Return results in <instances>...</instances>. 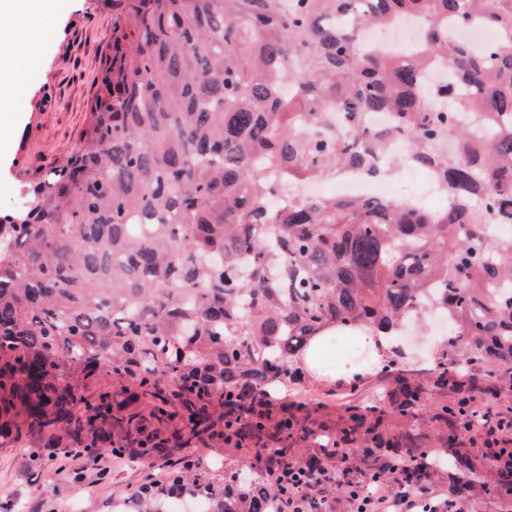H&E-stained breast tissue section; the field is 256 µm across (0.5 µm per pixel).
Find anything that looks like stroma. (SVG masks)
<instances>
[{"instance_id": "35a3bbf8", "label": "stroma", "mask_w": 512, "mask_h": 512, "mask_svg": "<svg viewBox=\"0 0 512 512\" xmlns=\"http://www.w3.org/2000/svg\"><path fill=\"white\" fill-rule=\"evenodd\" d=\"M51 24L53 34L40 50L36 69L21 68L15 74L26 89L23 106L0 112V127L14 130L0 144V211L23 203L18 159H25L28 169H43L65 163L75 150L111 41V16L96 0H65ZM436 350L435 340H422L395 360H382L361 381L343 385L333 381L337 369L359 365L365 355L358 345L337 351L323 363L321 377L307 376L306 389L272 402L273 412L286 409L296 419L288 461L324 457L326 444L336 441L346 425L348 406L366 408L369 420H382L395 433L409 431L419 447L436 449L440 428L435 414L454 399L434 385ZM406 382L423 386L429 403L404 420L393 415L390 397ZM277 445L270 432L246 448L212 443L177 449L168 458L154 455L120 463L108 451L90 458L73 448L5 441L0 443V512H111L113 498L163 478L180 461L220 463L225 472L246 469L264 480L277 462L266 451Z\"/></svg>"}]
</instances>
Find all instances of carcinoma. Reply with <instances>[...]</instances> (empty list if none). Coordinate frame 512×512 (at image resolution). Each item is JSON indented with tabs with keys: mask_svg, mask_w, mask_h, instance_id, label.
<instances>
[{
	"mask_svg": "<svg viewBox=\"0 0 512 512\" xmlns=\"http://www.w3.org/2000/svg\"><path fill=\"white\" fill-rule=\"evenodd\" d=\"M112 37L66 164L26 176L0 212V438L89 455H154L195 442L241 444L294 416L266 401L302 385L300 353L331 327L392 336L434 309L448 319L435 357L440 443L474 470L456 432L471 423L459 359L512 366V0H102ZM413 19L420 47L400 61L361 42L366 27ZM484 28L480 49L453 30ZM439 65L448 85L425 78ZM288 84L294 94L283 96ZM339 110L347 130L322 133ZM387 112L371 130L362 113ZM395 131L448 193L441 211L404 201L325 198L270 211L300 180L369 164ZM453 141L455 152L443 150ZM111 380L93 398L92 381ZM401 389L394 414L423 405ZM368 479L386 480L405 433L364 427ZM512 465L481 477L499 498ZM288 489L184 464L130 491L113 512H278Z\"/></svg>",
	"mask_w": 512,
	"mask_h": 512,
	"instance_id": "obj_1",
	"label": "carcinoma"
}]
</instances>
